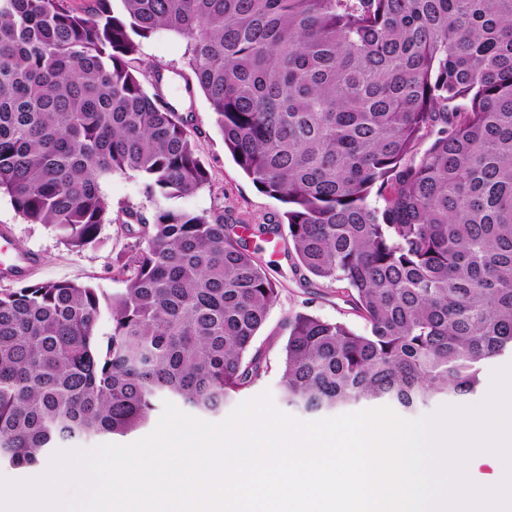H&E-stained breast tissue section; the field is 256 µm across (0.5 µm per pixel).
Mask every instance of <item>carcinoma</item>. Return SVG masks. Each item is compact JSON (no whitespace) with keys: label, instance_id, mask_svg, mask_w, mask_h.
<instances>
[{"label":"carcinoma","instance_id":"cac0c4a2","mask_svg":"<svg viewBox=\"0 0 512 512\" xmlns=\"http://www.w3.org/2000/svg\"><path fill=\"white\" fill-rule=\"evenodd\" d=\"M165 29L224 146L282 204L305 282L365 321L296 312L281 398L308 412L474 392L512 352V0H0V193L80 251L126 238L107 294L0 290V464L143 426L161 399L216 414L269 373L255 347L279 282L224 213L164 204L211 186L192 116L135 66ZM425 149H420V146ZM154 202L112 218L101 182ZM111 332L97 334L102 309Z\"/></svg>","mask_w":512,"mask_h":512}]
</instances>
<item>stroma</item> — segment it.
<instances>
[{
    "instance_id": "obj_1",
    "label": "stroma",
    "mask_w": 512,
    "mask_h": 512,
    "mask_svg": "<svg viewBox=\"0 0 512 512\" xmlns=\"http://www.w3.org/2000/svg\"><path fill=\"white\" fill-rule=\"evenodd\" d=\"M139 58L144 66L157 65L171 75L177 92L181 94L175 106L179 112L192 114L197 128V150L212 176L210 187L192 196L175 199V206L195 212L221 209L241 225L267 223L273 213L281 210L282 205L259 192L234 162L224 147V140L204 95L198 91L187 92L190 69L186 40L169 32H159L142 43ZM101 187L113 212L134 207L147 213L153 208L152 202L143 196L134 176L112 175L103 179ZM1 224L12 225L13 237L9 244L0 246V253L8 255L17 248L36 252L42 263L41 280H72L112 294L121 290V282L112 278L113 260L126 242L120 225H103L97 243L79 252L72 251L50 227L27 223L16 213L8 196L0 194ZM247 243L279 280L280 293L269 311L265 328L256 339L257 345L266 349L271 369L249 390L234 396L233 401L238 404L267 390L280 411L301 420H313V413L287 405L281 398L278 369L284 343L281 322L289 314L299 311H308L327 320L343 321L356 331L363 330L364 322L352 310L345 295L338 293L335 285L315 281L309 287H301L297 276L291 271V263L285 252H272L263 240L253 237L248 238Z\"/></svg>"
}]
</instances>
